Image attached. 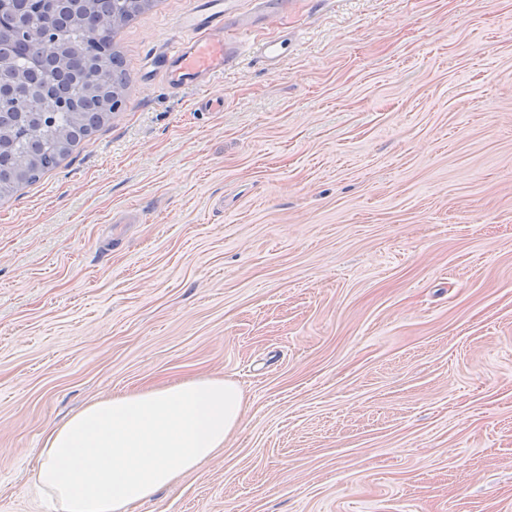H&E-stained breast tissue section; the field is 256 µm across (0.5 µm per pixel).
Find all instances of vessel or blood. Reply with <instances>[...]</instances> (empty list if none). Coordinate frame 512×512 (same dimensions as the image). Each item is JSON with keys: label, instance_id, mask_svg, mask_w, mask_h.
<instances>
[{"label": "vessel or blood", "instance_id": "1", "mask_svg": "<svg viewBox=\"0 0 512 512\" xmlns=\"http://www.w3.org/2000/svg\"><path fill=\"white\" fill-rule=\"evenodd\" d=\"M231 0H194L178 22L176 38L159 57V65L172 89L201 86L223 73L246 51L251 31L237 27L226 34L224 16Z\"/></svg>", "mask_w": 512, "mask_h": 512}]
</instances>
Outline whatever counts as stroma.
Wrapping results in <instances>:
<instances>
[{
  "instance_id": "35a3bbf8",
  "label": "stroma",
  "mask_w": 512,
  "mask_h": 512,
  "mask_svg": "<svg viewBox=\"0 0 512 512\" xmlns=\"http://www.w3.org/2000/svg\"><path fill=\"white\" fill-rule=\"evenodd\" d=\"M114 42L125 103L0 201V512L46 432L224 377L247 412L139 512H512V0H233L287 40L205 87Z\"/></svg>"
}]
</instances>
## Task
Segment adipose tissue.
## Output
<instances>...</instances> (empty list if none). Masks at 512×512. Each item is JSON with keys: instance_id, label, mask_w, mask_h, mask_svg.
<instances>
[{"instance_id": "1", "label": "adipose tissue", "mask_w": 512, "mask_h": 512, "mask_svg": "<svg viewBox=\"0 0 512 512\" xmlns=\"http://www.w3.org/2000/svg\"><path fill=\"white\" fill-rule=\"evenodd\" d=\"M245 405L219 377L103 397L46 435L34 487L60 512H135L223 448Z\"/></svg>"}]
</instances>
